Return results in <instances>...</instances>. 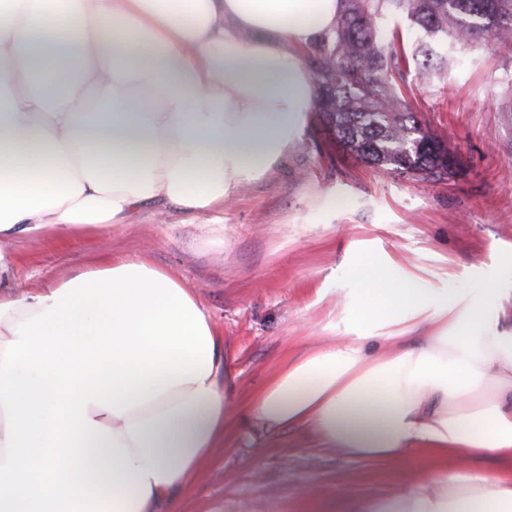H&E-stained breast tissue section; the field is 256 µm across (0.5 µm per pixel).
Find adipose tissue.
I'll return each mask as SVG.
<instances>
[{
	"instance_id": "obj_1",
	"label": "adipose tissue",
	"mask_w": 512,
	"mask_h": 512,
	"mask_svg": "<svg viewBox=\"0 0 512 512\" xmlns=\"http://www.w3.org/2000/svg\"><path fill=\"white\" fill-rule=\"evenodd\" d=\"M340 10L0 0V233L224 206L298 144L315 96L302 54ZM353 276L347 336L291 359L250 422L404 466L356 512H512V293L395 279L371 252ZM230 410L204 306L142 259L0 290V512H174Z\"/></svg>"
}]
</instances>
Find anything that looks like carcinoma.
I'll return each mask as SVG.
<instances>
[{
	"label": "carcinoma",
	"mask_w": 512,
	"mask_h": 512,
	"mask_svg": "<svg viewBox=\"0 0 512 512\" xmlns=\"http://www.w3.org/2000/svg\"><path fill=\"white\" fill-rule=\"evenodd\" d=\"M333 34L311 47L315 110L356 161L398 177L439 182L463 167L401 97L404 54L378 21L401 12L424 37L418 79L439 75L459 45L489 37L512 54V0H341Z\"/></svg>",
	"instance_id": "cac0c4a2"
}]
</instances>
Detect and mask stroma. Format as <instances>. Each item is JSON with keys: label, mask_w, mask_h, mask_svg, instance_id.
<instances>
[{"label": "stroma", "mask_w": 512, "mask_h": 512, "mask_svg": "<svg viewBox=\"0 0 512 512\" xmlns=\"http://www.w3.org/2000/svg\"><path fill=\"white\" fill-rule=\"evenodd\" d=\"M404 97L459 153L461 175L432 184L394 177L346 155L311 116L299 145L224 208L197 213L145 204L126 223L0 238V289L37 291L77 271L138 257L189 288L208 311L245 406L289 355L343 336L359 255L388 256L394 275L460 294L491 282L512 290V56L469 45L447 78H416ZM231 417L225 444L178 492L180 512H350L384 498L402 477L384 461L351 462L312 446L297 428L245 440Z\"/></svg>", "instance_id": "1"}]
</instances>
